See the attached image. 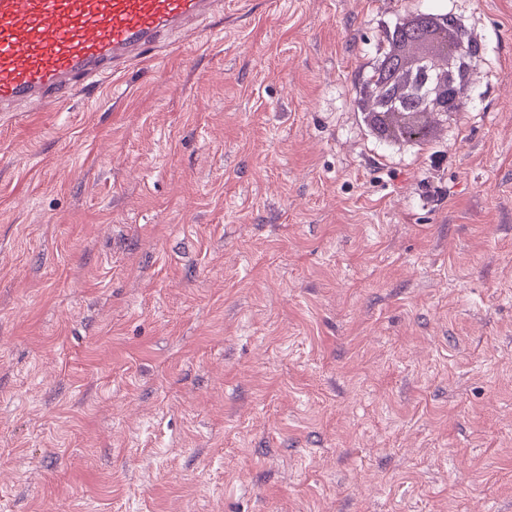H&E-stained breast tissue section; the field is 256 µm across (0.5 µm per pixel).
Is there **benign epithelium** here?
Listing matches in <instances>:
<instances>
[{
    "label": "benign epithelium",
    "instance_id": "1",
    "mask_svg": "<svg viewBox=\"0 0 512 512\" xmlns=\"http://www.w3.org/2000/svg\"><path fill=\"white\" fill-rule=\"evenodd\" d=\"M438 19L450 36L435 51L406 63L382 47L364 83L368 122L389 125L401 140L426 139L428 117L446 118L458 111L460 90L470 83L473 62L481 52L454 15Z\"/></svg>",
    "mask_w": 512,
    "mask_h": 512
}]
</instances>
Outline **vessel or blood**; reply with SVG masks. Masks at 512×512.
I'll list each match as a JSON object with an SVG mask.
<instances>
[{"label": "vessel or blood", "instance_id": "b4317fda", "mask_svg": "<svg viewBox=\"0 0 512 512\" xmlns=\"http://www.w3.org/2000/svg\"><path fill=\"white\" fill-rule=\"evenodd\" d=\"M223 9V0H0V112L57 110Z\"/></svg>", "mask_w": 512, "mask_h": 512}]
</instances>
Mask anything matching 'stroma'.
Listing matches in <instances>:
<instances>
[{
    "mask_svg": "<svg viewBox=\"0 0 512 512\" xmlns=\"http://www.w3.org/2000/svg\"><path fill=\"white\" fill-rule=\"evenodd\" d=\"M461 112L388 142L385 29ZM0 117V512H512V0H224ZM437 18L448 28L450 36L441 40L437 49L421 53L405 63L393 52H385L386 44L407 39L418 26V21L401 31L389 30L364 83L367 96V119L372 127L377 122L390 126L399 140H425L429 135L428 117H444L458 112L460 90L470 83L474 71L472 63L481 48L462 28L452 14ZM426 26V25H425ZM417 30V31H416Z\"/></svg>",
    "mask_w": 512,
    "mask_h": 512,
    "instance_id": "stroma-1",
    "label": "stroma"
}]
</instances>
